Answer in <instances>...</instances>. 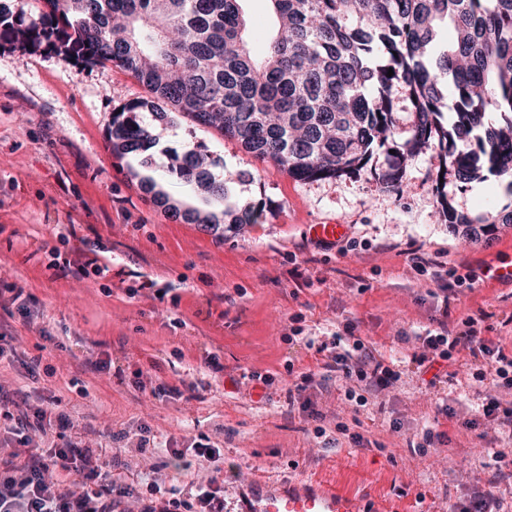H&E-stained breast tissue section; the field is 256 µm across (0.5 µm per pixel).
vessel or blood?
<instances>
[{
    "mask_svg": "<svg viewBox=\"0 0 512 512\" xmlns=\"http://www.w3.org/2000/svg\"><path fill=\"white\" fill-rule=\"evenodd\" d=\"M238 512H363L355 498L336 486H276L268 482L242 485L237 491Z\"/></svg>",
    "mask_w": 512,
    "mask_h": 512,
    "instance_id": "obj_1",
    "label": "vessel or blood"
}]
</instances>
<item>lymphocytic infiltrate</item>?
Here are the masks:
<instances>
[{
  "label": "lymphocytic infiltrate",
  "mask_w": 512,
  "mask_h": 512,
  "mask_svg": "<svg viewBox=\"0 0 512 512\" xmlns=\"http://www.w3.org/2000/svg\"><path fill=\"white\" fill-rule=\"evenodd\" d=\"M304 338L324 353V369L339 373L345 403L367 406L401 380L398 360L376 357L355 336L353 325L328 344ZM414 341L419 352L413 360L420 366L452 361L465 350L480 357L475 379L487 385L481 415L491 428L512 427V406H503L498 397L500 390H512V358L478 336L473 318L455 326L440 321ZM0 422L13 436L11 447L0 448V512H224V470L217 465L215 446L201 443L192 450L194 458L211 461L206 475H197L193 458L183 462L177 476L147 480L133 468L114 475L120 449L90 447L59 406L37 404L21 412L0 387Z\"/></svg>",
  "instance_id": "1"
}]
</instances>
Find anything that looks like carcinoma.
<instances>
[{
  "label": "carcinoma",
  "instance_id": "carcinoma-1",
  "mask_svg": "<svg viewBox=\"0 0 512 512\" xmlns=\"http://www.w3.org/2000/svg\"><path fill=\"white\" fill-rule=\"evenodd\" d=\"M241 2L42 0L35 17L0 5V47L130 73L146 95L112 106L109 138L113 151L145 164L159 137L142 115L169 111L217 128L300 181L368 172L399 193L409 163L432 151L453 234L477 240L512 224V204L472 216L446 190L450 176L461 189L492 176L512 196V0H266L273 33ZM258 38L267 41L261 60L251 53ZM167 173L206 198H227L226 182L194 147L172 153ZM141 188L188 224L263 218L258 204L227 206L219 217L181 209L151 180Z\"/></svg>",
  "mask_w": 512,
  "mask_h": 512
}]
</instances>
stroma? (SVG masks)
I'll use <instances>...</instances> for the list:
<instances>
[{
    "mask_svg": "<svg viewBox=\"0 0 512 512\" xmlns=\"http://www.w3.org/2000/svg\"><path fill=\"white\" fill-rule=\"evenodd\" d=\"M128 72L85 66L43 51L0 47V293L23 289L45 335L29 331L14 306L0 305V334L16 361L7 390L56 397L91 444L111 446L113 433L152 427L155 462L175 470L177 451L210 442L221 451L224 498L240 484L273 478L334 484L361 502L397 499L404 512H464L482 495L492 512H512V483L481 467L485 449L503 444L478 409L484 388L467 376L468 354L454 367L417 373L409 337L438 319L470 316L479 336L512 351V285L488 281L496 256L512 255V224L492 239L464 241L450 232L434 190L439 162L416 158L399 194L369 176L299 181L244 153L214 129L189 119L157 125L149 164L113 153L112 106L144 96ZM195 146L229 188L227 203H262L259 224L225 228L172 219L140 187L151 178L182 207L221 212L165 174L172 152ZM460 209L501 207L496 179L456 192ZM315 224H342L336 242L313 239ZM425 255L468 286L447 294L417 271ZM69 263L55 269L58 259ZM108 266L96 276L90 260ZM320 340L355 324L385 358L403 360L398 389L361 408L342 402L336 376L302 392V400L338 408L348 434L316 424L289 406L292 372L321 373L322 358L284 339L294 315ZM110 355V374L90 363ZM217 357L215 372L205 356ZM57 369L31 378L24 362ZM274 376L264 385L262 375ZM196 383L193 397L153 398L143 377ZM437 438L427 455L410 447L422 428ZM365 445H355L352 435Z\"/></svg>",
    "mask_w": 512,
    "mask_h": 512,
    "instance_id": "35a3bbf8",
    "label": "stroma"
}]
</instances>
